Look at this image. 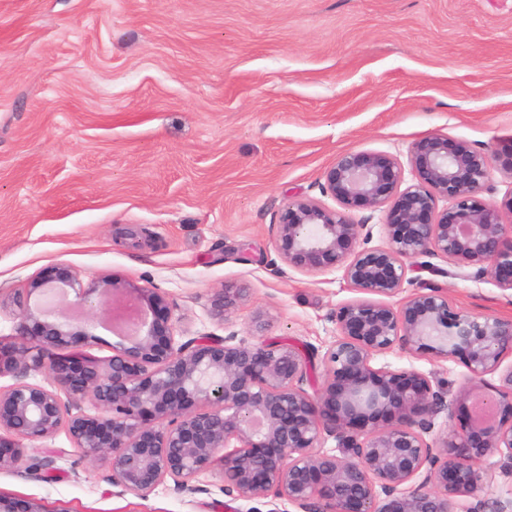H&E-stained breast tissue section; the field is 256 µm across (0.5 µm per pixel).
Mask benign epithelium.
I'll return each instance as SVG.
<instances>
[{
    "label": "benign epithelium",
    "mask_w": 512,
    "mask_h": 512,
    "mask_svg": "<svg viewBox=\"0 0 512 512\" xmlns=\"http://www.w3.org/2000/svg\"><path fill=\"white\" fill-rule=\"evenodd\" d=\"M408 157L406 169L387 153H343L323 173L322 198L296 196L281 209L280 260L300 273L340 270L363 294L333 314L338 334L317 388L313 348L246 344L235 331L177 345L167 298L154 288L106 276L84 288L65 268L32 280L28 293L38 297L18 317L10 355L0 345V376L15 378L0 387V472L46 477L49 461L27 443L64 429L90 461L109 464L112 486L142 498L169 479L185 490L218 465L225 489L247 501L271 497L315 512H483L485 458L499 453L512 474V364L503 366L512 319L462 314L432 285L399 308L386 299L433 257L453 266L444 275L474 269L512 291V191L485 197L494 155L441 134L412 143ZM361 207L383 213L384 244L370 245L372 232L354 218ZM72 290L80 318L69 313ZM246 296L245 288L215 292L213 316L226 322ZM110 302L113 320L136 328L101 359L83 339ZM395 348L462 355L468 374L450 392L415 369L374 366ZM32 373L50 387L27 381ZM494 373V394L474 399ZM456 406L471 408L469 426L433 436L437 418ZM328 438L337 452L321 448ZM465 498L476 503L464 509ZM0 512L46 509L0 495Z\"/></svg>",
    "instance_id": "1"
}]
</instances>
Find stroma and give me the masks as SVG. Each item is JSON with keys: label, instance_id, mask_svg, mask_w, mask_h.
<instances>
[{"label": "stroma", "instance_id": "obj_1", "mask_svg": "<svg viewBox=\"0 0 512 512\" xmlns=\"http://www.w3.org/2000/svg\"><path fill=\"white\" fill-rule=\"evenodd\" d=\"M447 136L495 152L491 198L512 190V0H0V342L32 279L67 268L167 296L175 341L237 332L326 351L358 294L341 271L280 269L288 197H320L351 151L407 163ZM147 242L133 245L131 232ZM472 315L512 319L489 277L418 272ZM248 296L220 323L215 290ZM375 366L464 381L462 357L393 350ZM50 476L0 472V494L47 512H301L246 501L213 469L177 491L119 494L66 431L41 441Z\"/></svg>", "mask_w": 512, "mask_h": 512}]
</instances>
